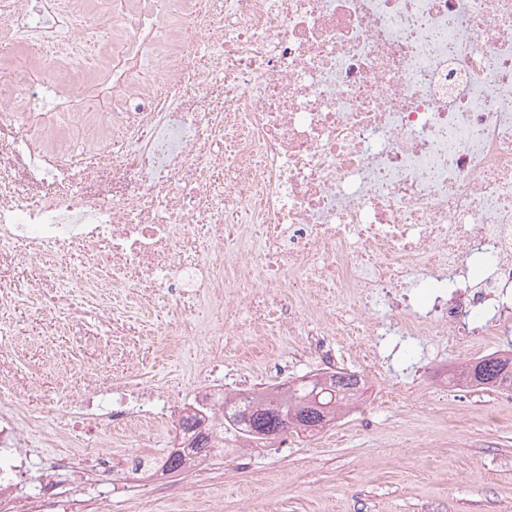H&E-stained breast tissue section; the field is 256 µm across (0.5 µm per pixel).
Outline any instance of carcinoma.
<instances>
[{
  "label": "carcinoma",
  "instance_id": "obj_1",
  "mask_svg": "<svg viewBox=\"0 0 512 512\" xmlns=\"http://www.w3.org/2000/svg\"><path fill=\"white\" fill-rule=\"evenodd\" d=\"M459 377L482 389L494 390L512 386V349L506 355H489L470 360L459 371ZM357 378L352 374L337 373L329 381L318 384L295 382L282 397L256 398L251 406L224 417L249 442H260L266 434L281 435L288 430L280 426L278 414H294L304 423L302 431L313 432L324 428V420L336 418L340 406L357 395Z\"/></svg>",
  "mask_w": 512,
  "mask_h": 512
}]
</instances>
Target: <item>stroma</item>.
<instances>
[{
    "label": "stroma",
    "instance_id": "1",
    "mask_svg": "<svg viewBox=\"0 0 512 512\" xmlns=\"http://www.w3.org/2000/svg\"><path fill=\"white\" fill-rule=\"evenodd\" d=\"M24 66L28 79L18 83V99H25L34 79L52 85L57 97L69 96L70 64L35 55ZM107 77L104 70L86 75L89 92L79 113L53 112L42 125L20 111L6 115L0 120V162L23 144L41 157L43 167L68 170L61 189H121L122 178L103 160L119 152L122 140L121 132L99 124L112 105L101 91ZM0 275L16 297L15 305L0 307V333L12 349L0 376L20 392L30 413L43 415L45 430L72 424L70 415L47 410L48 399L61 395L72 374L92 383L102 368L113 379L176 383L183 405L199 385L222 380L198 371L210 337L163 343L165 319L131 306L124 290L112 294L113 305L125 310L115 326L125 346L113 353L77 346L76 335L98 332L91 318L71 332L49 333L28 299L45 282L44 269L12 262L0 265ZM402 349L405 362H381L379 382L408 392L380 408L374 424L341 418L292 446L250 445L241 455L210 460L211 477L204 482L187 471L153 485L127 475L112 512H252L256 506L265 512H512V406L502 404L497 391L443 390L442 373L470 359L466 347L441 350L409 340Z\"/></svg>",
    "mask_w": 512,
    "mask_h": 512
}]
</instances>
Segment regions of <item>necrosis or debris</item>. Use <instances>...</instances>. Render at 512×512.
Segmentation results:
<instances>
[{"label":"necrosis or debris","mask_w":512,"mask_h":512,"mask_svg":"<svg viewBox=\"0 0 512 512\" xmlns=\"http://www.w3.org/2000/svg\"><path fill=\"white\" fill-rule=\"evenodd\" d=\"M199 5L129 0L108 35L78 0L0 11L46 61H70L73 85L89 61L112 62L122 105L106 121L124 149L111 163L132 176L108 197L54 190L66 171H44L51 188L36 199L0 196V250L48 269L80 259L103 318L115 288L143 308L171 296L175 343L201 333L181 302L198 291L215 319L206 372L226 332L261 352L273 337H305L328 375L339 336L372 360L396 336L511 335L512 0H224L223 21L207 25ZM201 40L224 52V104L204 112L191 106L209 88ZM131 110L143 116L133 127ZM219 166L218 203L209 172ZM324 295L353 296L359 316L328 312ZM240 390L202 385L194 396L214 447L238 445L224 432V398ZM179 393L103 374L56 400L74 424L53 432L61 453L34 483L41 422L1 394L0 512H110L67 484L103 475L117 488L130 463L162 475L148 450ZM106 423L126 433L127 462L99 444Z\"/></svg>","instance_id":"1"}]
</instances>
